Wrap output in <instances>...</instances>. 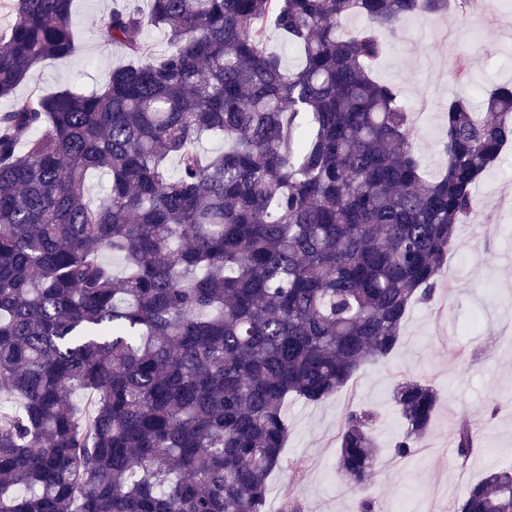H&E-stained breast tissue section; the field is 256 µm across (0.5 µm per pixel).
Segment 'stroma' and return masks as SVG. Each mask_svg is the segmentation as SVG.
I'll list each match as a JSON object with an SVG mask.
<instances>
[{"instance_id":"stroma-1","label":"stroma","mask_w":512,"mask_h":512,"mask_svg":"<svg viewBox=\"0 0 512 512\" xmlns=\"http://www.w3.org/2000/svg\"><path fill=\"white\" fill-rule=\"evenodd\" d=\"M111 5L112 0H74L72 55L34 67L17 95L105 84L113 67L126 62L95 30ZM385 42L375 75L397 88L415 125L422 165L435 174L444 165L449 101L464 96L478 104L493 85L512 83V0H477L463 16L451 11L408 17ZM462 55L469 60L466 84L453 74ZM475 198L476 214L459 225L457 247L439 273L434 296L412 305L395 352L322 402L289 400L282 469L268 482L271 506L291 497L304 512H358L368 500L375 512H417L420 500L442 486L446 494L434 512H456L472 486L512 462V146L482 175ZM403 377L431 384L439 403L414 452L398 457L392 448L404 426L392 391ZM352 406L375 413L380 453L371 482L345 490L336 476V449ZM463 417L479 442L465 461L453 445Z\"/></svg>"}]
</instances>
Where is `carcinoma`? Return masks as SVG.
<instances>
[{
	"label": "carcinoma",
	"mask_w": 512,
	"mask_h": 512,
	"mask_svg": "<svg viewBox=\"0 0 512 512\" xmlns=\"http://www.w3.org/2000/svg\"><path fill=\"white\" fill-rule=\"evenodd\" d=\"M8 2L0 512H270L288 397L327 399L392 354L512 143V85L479 108L456 98L429 177L410 112L372 74L403 18L474 0H114L97 29L129 62L99 89L36 97L16 89L71 54L72 0ZM352 15L369 24L345 35ZM270 25L300 67L268 48ZM151 26L167 52L145 45ZM95 173L109 184L93 198ZM79 391L94 396L82 414ZM393 399L405 457L438 395L403 378ZM374 420L345 415L347 486L375 474ZM455 444L461 459L477 447L465 419ZM460 512H512V466Z\"/></svg>",
	"instance_id": "cac0c4a2"
}]
</instances>
